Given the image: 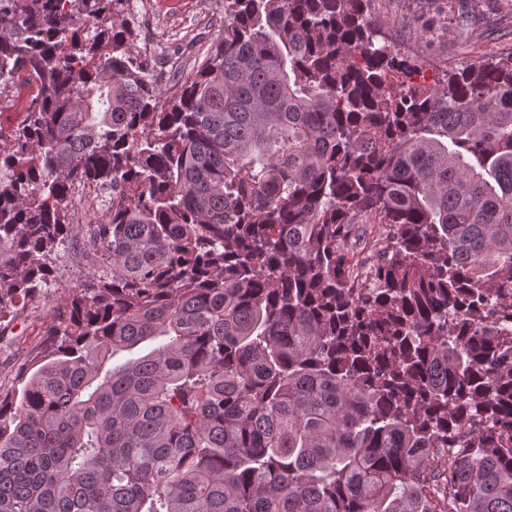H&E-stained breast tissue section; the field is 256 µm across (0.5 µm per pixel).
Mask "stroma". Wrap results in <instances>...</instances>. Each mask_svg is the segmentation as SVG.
<instances>
[{
    "instance_id": "obj_1",
    "label": "stroma",
    "mask_w": 512,
    "mask_h": 512,
    "mask_svg": "<svg viewBox=\"0 0 512 512\" xmlns=\"http://www.w3.org/2000/svg\"><path fill=\"white\" fill-rule=\"evenodd\" d=\"M153 15L157 45L172 64L191 75L219 37L224 10L216 0H129L125 16L134 31L133 50L142 52L150 35L140 12ZM370 18L377 42L400 48L422 68L428 83L447 71L468 67L496 53L512 50V0H371ZM52 276L41 294L13 319L0 323V387L16 384L20 362L35 355L40 333L56 303L72 294L92 269L72 245L59 247L52 258Z\"/></svg>"
}]
</instances>
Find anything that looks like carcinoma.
Segmentation results:
<instances>
[{
	"label": "carcinoma",
	"mask_w": 512,
	"mask_h": 512,
	"mask_svg": "<svg viewBox=\"0 0 512 512\" xmlns=\"http://www.w3.org/2000/svg\"><path fill=\"white\" fill-rule=\"evenodd\" d=\"M125 2L0 0V89L38 85L0 127V320L75 182L109 195L104 270L0 391V512H512V51L433 85L370 0H222L164 90Z\"/></svg>",
	"instance_id": "obj_1"
}]
</instances>
